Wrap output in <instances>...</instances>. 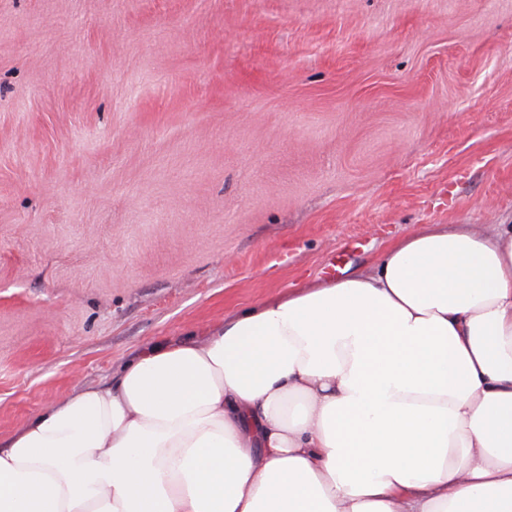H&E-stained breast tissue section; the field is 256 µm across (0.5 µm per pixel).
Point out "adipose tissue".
<instances>
[{
	"instance_id": "adipose-tissue-1",
	"label": "adipose tissue",
	"mask_w": 512,
	"mask_h": 512,
	"mask_svg": "<svg viewBox=\"0 0 512 512\" xmlns=\"http://www.w3.org/2000/svg\"><path fill=\"white\" fill-rule=\"evenodd\" d=\"M0 512H512V224L144 347L0 445Z\"/></svg>"
}]
</instances>
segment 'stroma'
<instances>
[{
  "instance_id": "obj_1",
  "label": "stroma",
  "mask_w": 512,
  "mask_h": 512,
  "mask_svg": "<svg viewBox=\"0 0 512 512\" xmlns=\"http://www.w3.org/2000/svg\"><path fill=\"white\" fill-rule=\"evenodd\" d=\"M431 224H512V0H0L1 441Z\"/></svg>"
}]
</instances>
